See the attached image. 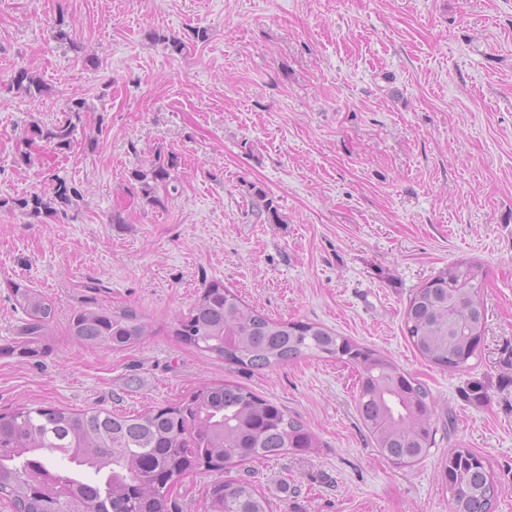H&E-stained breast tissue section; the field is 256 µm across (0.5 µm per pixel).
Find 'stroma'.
Returning a JSON list of instances; mask_svg holds the SVG:
<instances>
[{
	"label": "stroma",
	"mask_w": 512,
	"mask_h": 512,
	"mask_svg": "<svg viewBox=\"0 0 512 512\" xmlns=\"http://www.w3.org/2000/svg\"><path fill=\"white\" fill-rule=\"evenodd\" d=\"M65 39H58L57 29ZM205 42L190 41L192 29ZM44 84L11 88L18 67ZM73 148L28 146L69 100ZM172 185L134 180L157 153ZM77 207L33 218L5 202ZM282 220L257 215L258 193ZM480 263L486 333L463 371L423 360L403 313L452 262ZM257 310L379 350L425 384L436 444L398 465L357 410V376L303 357L254 372L170 336L205 283ZM53 306L34 359L4 354L24 315L14 284ZM132 307L151 334L91 347L88 307ZM232 382L298 415L321 446L233 468L272 512H450L452 448L483 456L512 512V0H0V413L23 404L133 414ZM220 472L175 488L205 512ZM53 196L49 200L40 195H33L32 197L15 198L12 201L15 207L28 212V214L37 216L41 211H51L52 204L59 203L66 207L77 206L78 201L82 198L80 191L77 187L66 182L64 179L56 177V182L53 186Z\"/></svg>",
	"instance_id": "stroma-1"
}]
</instances>
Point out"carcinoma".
Segmentation results:
<instances>
[{
    "instance_id": "carcinoma-1",
    "label": "carcinoma",
    "mask_w": 512,
    "mask_h": 512,
    "mask_svg": "<svg viewBox=\"0 0 512 512\" xmlns=\"http://www.w3.org/2000/svg\"><path fill=\"white\" fill-rule=\"evenodd\" d=\"M13 78L14 88L41 94L43 85L29 68ZM85 102L73 99L67 116L32 135L58 149L74 142ZM175 157L156 160L134 172L142 192L170 182ZM77 187L56 179L52 197L15 198L14 206L37 216L55 203L73 206ZM481 266L461 259L420 286L409 299L404 323L415 350L434 365L463 371L485 335L480 299ZM13 298L25 315L11 350L25 358L42 352L53 307L31 288L14 285ZM70 335L93 344L124 349L149 335L138 313L121 307H94L77 313ZM172 335L196 349L251 371H262L302 356L336 358L359 369L358 412L384 458L408 464L430 453L433 426L431 391L379 352L340 336L317 322L288 323L259 313L220 281L200 291ZM319 442L297 416L237 384H203L180 402L136 414L73 412L55 406H22L0 415V498L22 512H68L33 489L29 468L45 465L77 492L78 512H175L171 491L193 470L230 469L247 460L307 452ZM451 512H495L497 483L483 457L468 448L448 451ZM269 500L242 480H221L206 491V512H270Z\"/></svg>"
}]
</instances>
